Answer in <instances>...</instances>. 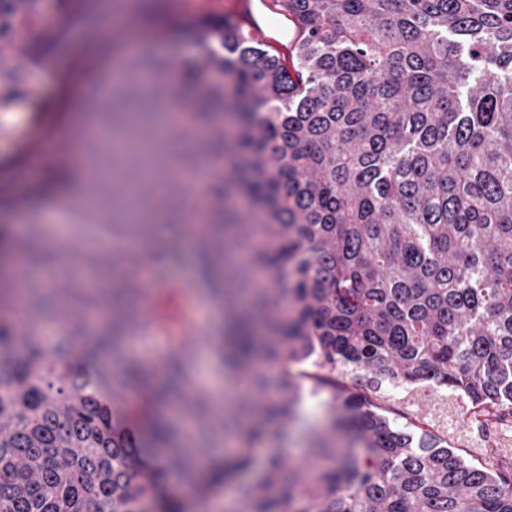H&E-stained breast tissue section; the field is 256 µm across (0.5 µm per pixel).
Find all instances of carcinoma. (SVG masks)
<instances>
[{
    "mask_svg": "<svg viewBox=\"0 0 512 512\" xmlns=\"http://www.w3.org/2000/svg\"><path fill=\"white\" fill-rule=\"evenodd\" d=\"M295 23L288 60L243 38L226 16L196 15L197 54H141L112 97V180L92 195L112 212L143 196L185 224L224 225L231 341L219 361L243 394L209 411L203 390L156 388L122 352L105 372L78 329L47 351L20 334L0 296V512H189L171 491L206 498L234 487L225 512H512V461L467 462L439 438L400 427L364 393L339 389L306 459L285 458L302 379L349 375L446 389L489 421L512 416V0H270ZM45 0H0V112L24 105L37 58L26 26L54 31ZM152 76L149 88L136 81ZM143 115L184 114L167 135L190 143L171 160L145 152ZM175 292L158 320L177 323ZM132 320L112 315L97 346ZM188 347L169 353L174 381ZM142 391L130 415L149 424L169 396L202 442L160 426L162 455L112 424L100 395ZM256 408L264 421L241 416ZM270 450L245 483L252 451Z\"/></svg>",
    "mask_w": 512,
    "mask_h": 512,
    "instance_id": "carcinoma-1",
    "label": "carcinoma"
}]
</instances>
